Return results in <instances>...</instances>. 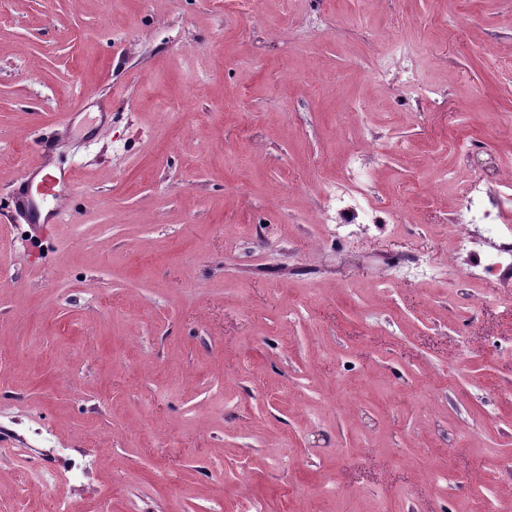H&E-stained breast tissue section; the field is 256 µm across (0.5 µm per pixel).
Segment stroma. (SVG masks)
Instances as JSON below:
<instances>
[{
	"mask_svg": "<svg viewBox=\"0 0 512 512\" xmlns=\"http://www.w3.org/2000/svg\"><path fill=\"white\" fill-rule=\"evenodd\" d=\"M508 111L512 0H0V512H512V278L449 223ZM383 154L354 150L347 154L343 175L327 189V210L333 206L336 214L350 209L373 212L377 205L369 170L384 161ZM39 172L26 171L16 182V202L25 212L29 224H61L65 220L58 209L46 211L45 202L48 197L55 198L61 190L75 181V171L71 168L60 170V177L45 174L40 182L41 192L34 194L32 184Z\"/></svg>",
	"mask_w": 512,
	"mask_h": 512,
	"instance_id": "1",
	"label": "stroma"
}]
</instances>
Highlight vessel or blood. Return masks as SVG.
Segmentation results:
<instances>
[{"mask_svg":"<svg viewBox=\"0 0 512 512\" xmlns=\"http://www.w3.org/2000/svg\"><path fill=\"white\" fill-rule=\"evenodd\" d=\"M75 180L74 170L61 171L60 175L45 174L37 176L36 172L26 171L17 181L16 202L25 212L29 223L60 224L64 218L60 210L47 209V198L56 197L61 190L70 186Z\"/></svg>","mask_w":512,"mask_h":512,"instance_id":"obj_1","label":"vessel or blood"}]
</instances>
